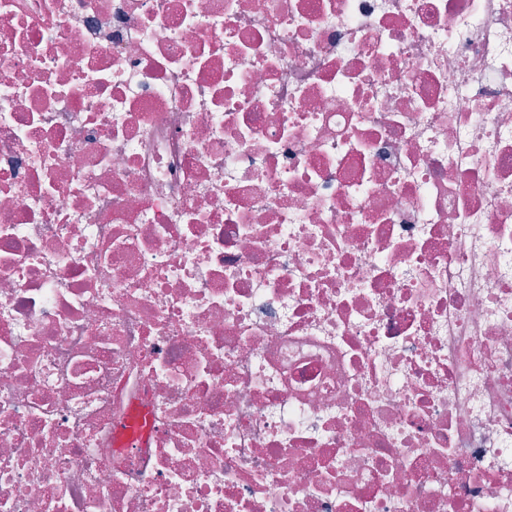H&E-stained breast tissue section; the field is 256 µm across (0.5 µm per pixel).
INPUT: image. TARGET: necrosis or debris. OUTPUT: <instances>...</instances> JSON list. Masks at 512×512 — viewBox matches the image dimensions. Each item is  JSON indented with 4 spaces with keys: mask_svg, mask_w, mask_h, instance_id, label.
Masks as SVG:
<instances>
[{
    "mask_svg": "<svg viewBox=\"0 0 512 512\" xmlns=\"http://www.w3.org/2000/svg\"><path fill=\"white\" fill-rule=\"evenodd\" d=\"M0 512H512V0H0Z\"/></svg>",
    "mask_w": 512,
    "mask_h": 512,
    "instance_id": "4bbe7bcc",
    "label": "necrosis or debris"
}]
</instances>
